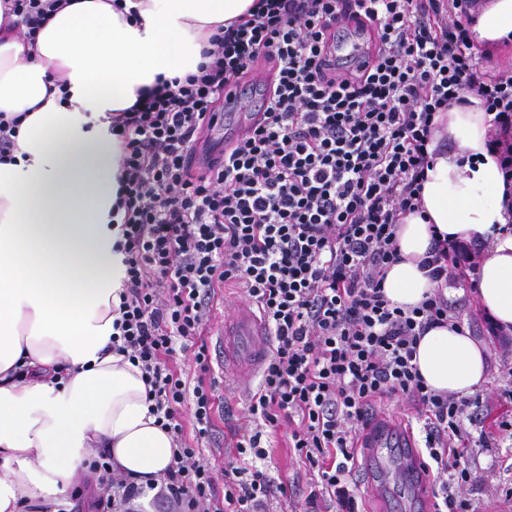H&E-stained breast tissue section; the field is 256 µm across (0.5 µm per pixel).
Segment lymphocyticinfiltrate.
<instances>
[{
  "label": "lymphocytic infiltrate",
  "mask_w": 512,
  "mask_h": 512,
  "mask_svg": "<svg viewBox=\"0 0 512 512\" xmlns=\"http://www.w3.org/2000/svg\"><path fill=\"white\" fill-rule=\"evenodd\" d=\"M69 0H0V14L26 43ZM365 8L376 28L368 71L338 62L336 26ZM475 0H254L215 34L196 73L157 77L135 104L111 113L124 143L117 200L126 276L112 349L137 363L150 412L181 444L159 481L182 512H270L294 490L261 469L263 436L291 425L289 445L318 478L309 512L332 502L358 512L351 483L355 440L375 404L397 398L425 418V448L446 478L434 512H470L465 486L478 477L453 438L481 421L482 399L428 391L413 360L427 330L452 320L457 304L438 283L468 281L477 253L433 237L424 260L437 286L405 310L382 282L400 259L401 216L418 211L436 113L479 97L494 118L489 146L512 173V76L485 71L470 24ZM232 83L260 84L262 123L245 129L228 158L190 170L193 144L224 110ZM242 288L265 317L273 349L247 394L235 432V463L216 474L197 444L211 439L213 388L188 383L174 362L192 353L209 372L202 329L215 290ZM190 408L194 444L182 441ZM108 512L142 487L92 457Z\"/></svg>",
  "instance_id": "f902f5d3"
}]
</instances>
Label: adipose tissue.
<instances>
[{
  "instance_id": "1",
  "label": "adipose tissue",
  "mask_w": 512,
  "mask_h": 512,
  "mask_svg": "<svg viewBox=\"0 0 512 512\" xmlns=\"http://www.w3.org/2000/svg\"><path fill=\"white\" fill-rule=\"evenodd\" d=\"M122 2L76 0L31 52L0 29V112L23 118L14 162L0 163V512L63 503L88 478L92 448L142 485L174 462L141 369L112 350L125 267L109 217L122 142L108 115L157 77L196 72L210 37L253 0ZM473 30L485 46L511 36L512 0H484ZM491 118L474 97L436 114L422 210L396 228L401 260L383 291L405 309L433 293L421 267L432 233L475 244L476 298L507 331L512 217L487 149ZM415 363L436 393L468 397L486 381V353L459 324L422 336Z\"/></svg>"
}]
</instances>
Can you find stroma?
I'll return each instance as SVG.
<instances>
[{"instance_id": "1", "label": "stroma", "mask_w": 512, "mask_h": 512, "mask_svg": "<svg viewBox=\"0 0 512 512\" xmlns=\"http://www.w3.org/2000/svg\"><path fill=\"white\" fill-rule=\"evenodd\" d=\"M454 297L460 303L457 310L459 322L484 346L489 365L487 381L477 392L488 411L483 423L469 425L470 441L463 450L464 460L477 472L479 480L467 486L464 495L470 499L474 512H512V442L503 441L492 448L482 447L480 443L481 434L493 432L498 418L512 415V404L499 399L501 390L512 386V334L490 331L486 313L473 290L456 289ZM214 376L220 385L218 394L226 398L232 412L227 415L223 410H215V439L203 447L202 453L216 473L220 474L232 459L227 449L228 443L233 440L232 416L240 412L248 388L237 379L225 375L222 368H215Z\"/></svg>"}]
</instances>
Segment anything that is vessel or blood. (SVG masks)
<instances>
[{"label": "vessel or blood", "instance_id": "obj_1", "mask_svg": "<svg viewBox=\"0 0 512 512\" xmlns=\"http://www.w3.org/2000/svg\"><path fill=\"white\" fill-rule=\"evenodd\" d=\"M371 21L349 24L336 31V49L348 58L361 57ZM267 97L258 89L234 85L224 92V115L206 132L209 144L232 142L239 132L262 121ZM271 346L263 317L252 307H241L224 323L220 349L225 370L255 379ZM367 484L390 512H427L428 474L410 432L399 420L372 418L360 440Z\"/></svg>", "mask_w": 512, "mask_h": 512}]
</instances>
